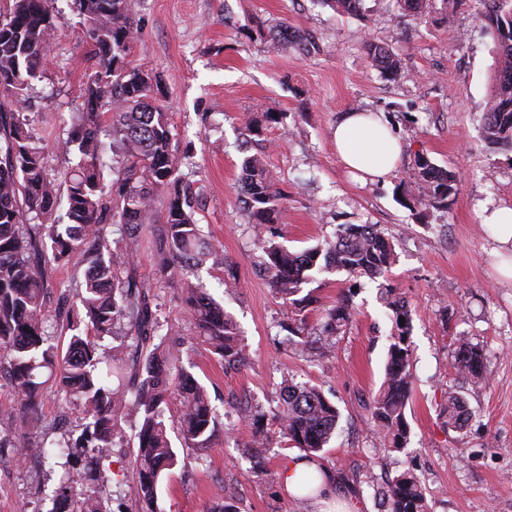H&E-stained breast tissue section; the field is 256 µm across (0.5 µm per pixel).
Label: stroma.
Wrapping results in <instances>:
<instances>
[{
	"mask_svg": "<svg viewBox=\"0 0 512 512\" xmlns=\"http://www.w3.org/2000/svg\"><path fill=\"white\" fill-rule=\"evenodd\" d=\"M49 52L20 112L42 147L56 181L79 162L62 151L81 89L95 60L82 18L71 0H50ZM365 16H340L319 0H132L139 35L130 54L162 78L166 104L200 194L198 219L224 252L221 268L200 279L238 321L249 360L224 368L195 340L176 284L158 282L155 247L144 240L138 275L152 283L159 317L178 324L183 362L194 365L221 414L218 443L180 449L184 465L165 476L159 512H210L223 488H237L240 512H319L279 483L292 449L279 437L281 388L286 380L319 387L337 406L336 435L320 453L364 512H383L380 491L404 471L426 489L429 512H512V280L500 273L512 248L500 245L479 222L483 209L512 206V149L488 148L480 123L493 85L495 58L478 0H454L450 22L440 10L425 17L398 11L393 0H365ZM309 35L307 52L272 51L269 34L281 23ZM385 43L398 56L397 77L384 76L361 50ZM385 114L403 143L401 161L387 182L360 183L340 163L333 128L343 112ZM266 112L286 118L263 126V154L288 195V220L277 242L302 250L332 239L339 225L375 224L395 249L396 261L376 279L345 271L322 273L309 288L318 306L305 314L316 332L320 309L348 296L356 315L329 352L295 350L281 324L288 309L261 270V253L244 215L238 177L245 119ZM427 154L458 176L447 207L422 206L414 176L416 154ZM81 257L48 272V318L75 304L84 280ZM403 298L410 312L413 389L405 409L409 442L392 450L375 424L371 403L384 377L393 331L390 303ZM482 347L490 381L471 385L453 367L459 338ZM465 396L462 431L448 430L442 407L449 387ZM263 418L269 446L248 443L254 428L238 410ZM134 417H126L107 451L111 512H137L128 493ZM265 467L253 471L255 458ZM41 461L0 459V512H39L42 491L54 487Z\"/></svg>",
	"mask_w": 512,
	"mask_h": 512,
	"instance_id": "stroma-1",
	"label": "stroma"
}]
</instances>
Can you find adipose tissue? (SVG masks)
Wrapping results in <instances>:
<instances>
[{
  "instance_id": "ef3b65f1",
  "label": "adipose tissue",
  "mask_w": 512,
  "mask_h": 512,
  "mask_svg": "<svg viewBox=\"0 0 512 512\" xmlns=\"http://www.w3.org/2000/svg\"><path fill=\"white\" fill-rule=\"evenodd\" d=\"M336 151L348 168L359 172L362 181L384 179L398 165L401 141L392 133L383 113L353 110L343 115L333 131ZM280 482L293 497L335 500V512H360L359 505L343 494L334 476L316 460L301 455L289 458Z\"/></svg>"
}]
</instances>
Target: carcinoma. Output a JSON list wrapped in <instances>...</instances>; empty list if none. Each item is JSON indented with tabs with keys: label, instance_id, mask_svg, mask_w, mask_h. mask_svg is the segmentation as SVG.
<instances>
[{
	"label": "carcinoma",
	"instance_id": "cac0c4a2",
	"mask_svg": "<svg viewBox=\"0 0 512 512\" xmlns=\"http://www.w3.org/2000/svg\"><path fill=\"white\" fill-rule=\"evenodd\" d=\"M338 14L360 17L365 0H320ZM404 14L425 16L434 0H395ZM484 27L496 54L495 86L482 117V135L490 148H512V0H480ZM91 41L96 67L87 75L84 111L73 117L60 146L80 155L66 187L67 222L53 215L60 204V187L45 170L42 149L35 143L14 107L26 101L30 81L48 49L51 14L48 0H13L0 17V379L18 396L19 408L4 415L23 430H0V449L20 456L35 450L49 460L50 472L61 471L59 482L45 495L46 512H109L103 487L106 473L89 454L112 447L117 427L128 414L136 418L133 455L136 479L130 492L141 512H157L160 484L174 469L178 455L172 446L166 411L171 397L181 405L178 436L187 448L207 450L216 444L220 414L194 373L181 363L174 326L153 310L152 285L140 280L136 261L142 238L151 235L159 277L175 282L194 271L225 265L223 250L202 233L196 218L191 182L181 170L177 133L162 104V81L143 65L128 61L139 28L130 0H74ZM279 51H306L308 39L283 25L270 33ZM362 49L372 65L387 76L400 69L399 59L383 44L366 40ZM112 134V179L100 168L103 122ZM244 156L240 193L249 224L257 233L262 265L277 296L299 315L316 303L304 291L317 273L344 270L377 278L394 262L389 240L375 224H344L335 239L291 251L274 239L273 228L285 223L286 195L265 166L260 145L261 123H244ZM422 200L448 205L457 192L456 174L415 156ZM166 198L159 212L156 200ZM115 229L110 240L106 227ZM81 254L87 264L80 306L59 320L68 335L66 351L47 332L44 298L48 268ZM186 312L207 346L226 368L248 361L240 331L200 284L183 281ZM395 325L385 366V379L372 402V418L396 451L405 448L409 428L405 408L410 394L411 331L408 309L391 303ZM354 309L341 297L323 310V345L328 346L350 322ZM405 321H400V318ZM127 335L106 347L115 324ZM454 368L475 385L489 381L482 348L461 339ZM53 381L64 392V408L82 414L78 436L62 430L37 438V413L45 385ZM279 416L281 438L308 456L323 451L336 432L339 411L322 390L287 382ZM442 414L448 429L460 431L468 410L464 397L448 388ZM386 512H428L420 479L407 470L385 492Z\"/></svg>",
	"mask_w": 512,
	"mask_h": 512
}]
</instances>
